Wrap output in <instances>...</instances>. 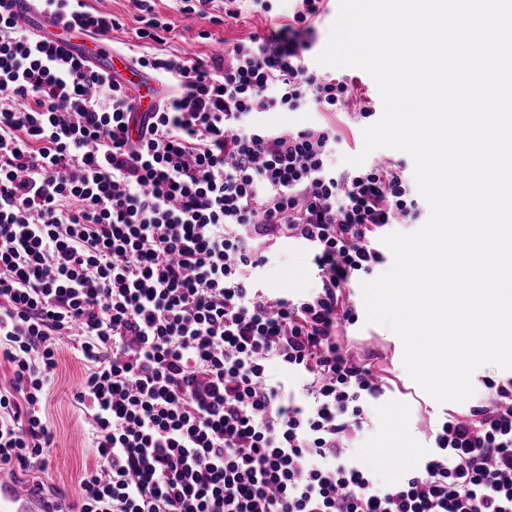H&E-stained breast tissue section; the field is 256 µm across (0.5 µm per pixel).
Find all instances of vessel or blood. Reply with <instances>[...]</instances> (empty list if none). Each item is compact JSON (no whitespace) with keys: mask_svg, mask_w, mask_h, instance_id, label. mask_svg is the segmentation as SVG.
Segmentation results:
<instances>
[{"mask_svg":"<svg viewBox=\"0 0 512 512\" xmlns=\"http://www.w3.org/2000/svg\"><path fill=\"white\" fill-rule=\"evenodd\" d=\"M13 10L33 35L86 58L101 71L111 74L126 63L104 39L73 32L64 23L47 19L38 10L37 0H13ZM61 505V499L44 495L37 482L22 481L12 470L0 468V512H59Z\"/></svg>","mask_w":512,"mask_h":512,"instance_id":"obj_1","label":"vessel or blood"}]
</instances>
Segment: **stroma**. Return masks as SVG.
<instances>
[{
    "mask_svg": "<svg viewBox=\"0 0 512 512\" xmlns=\"http://www.w3.org/2000/svg\"><path fill=\"white\" fill-rule=\"evenodd\" d=\"M85 2L88 7L111 12L119 19V27L109 35L114 50L128 58L140 52L141 42L136 36L141 16L139 0ZM153 4L156 14L172 28L166 51L194 58L212 56L216 45L229 46L255 33H269L287 22L296 7L294 0H271L272 9L265 13L253 10L250 0H239L240 15L230 19L224 15L223 0H211L210 19L200 20L181 13L177 0H153ZM203 30L210 32V39L200 38ZM259 285L270 294L285 291L300 295L317 288L319 281L308 255L288 245L270 256ZM349 302L358 319L347 328L345 346L368 364L385 390L383 397L368 406L367 423L354 453L381 482L392 484L401 478L404 469L415 467L430 453L431 429L447 415L464 412L466 406L437 403L409 377L402 363L403 346L397 335L386 326L365 323L360 286H353ZM81 372L82 366L70 343H63L45 407L55 436L54 446L49 467L40 479L46 491L70 499L78 495V479L83 469L94 461L90 428L73 401ZM397 457L404 459V468L394 466Z\"/></svg>",
    "mask_w": 512,
    "mask_h": 512,
    "instance_id": "35a3bbf8",
    "label": "stroma"
}]
</instances>
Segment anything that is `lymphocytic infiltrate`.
I'll use <instances>...</instances> for the list:
<instances>
[{
	"label": "lymphocytic infiltrate",
	"instance_id": "obj_1",
	"mask_svg": "<svg viewBox=\"0 0 512 512\" xmlns=\"http://www.w3.org/2000/svg\"><path fill=\"white\" fill-rule=\"evenodd\" d=\"M301 2L206 61L135 57L171 93L133 138L129 87L0 0V467L45 470L43 405L70 343L95 455L74 512H512V378L485 379L396 483L351 454L384 390L339 342L345 292L381 262L377 231L417 212L401 164L332 165L331 122H258L350 103L353 84L310 63L324 0ZM39 8L101 37L119 25L85 0ZM289 242L319 288H256ZM321 113L330 112H320L315 107H306L304 110L300 112L281 111L263 113L259 116V119L262 123L266 125L291 128L295 126H304L321 121L323 119Z\"/></svg>",
	"mask_w": 512,
	"mask_h": 512
}]
</instances>
